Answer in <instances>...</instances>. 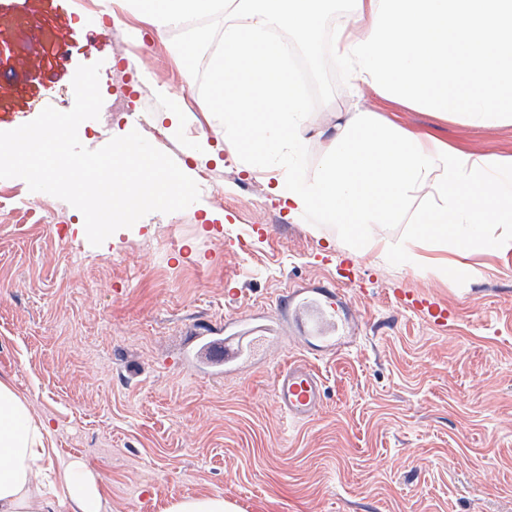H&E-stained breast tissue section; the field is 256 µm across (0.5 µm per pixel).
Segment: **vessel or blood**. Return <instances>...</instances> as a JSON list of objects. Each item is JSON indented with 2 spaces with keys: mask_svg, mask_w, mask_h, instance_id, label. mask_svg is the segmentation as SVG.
I'll use <instances>...</instances> for the list:
<instances>
[{
  "mask_svg": "<svg viewBox=\"0 0 512 512\" xmlns=\"http://www.w3.org/2000/svg\"><path fill=\"white\" fill-rule=\"evenodd\" d=\"M337 289L290 288L280 300L284 315L303 314V327L320 343L335 344L345 333L336 308ZM264 333L263 327L247 326L225 333L224 337L205 341L200 351L203 359L214 366L233 367L248 359ZM323 380L306 361L290 362L274 380V396L282 413L294 422L313 418L323 404Z\"/></svg>",
  "mask_w": 512,
  "mask_h": 512,
  "instance_id": "1",
  "label": "vessel or blood"
}]
</instances>
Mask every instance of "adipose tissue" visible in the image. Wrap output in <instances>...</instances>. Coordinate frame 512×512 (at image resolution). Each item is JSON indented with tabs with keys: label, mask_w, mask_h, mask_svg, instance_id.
Listing matches in <instances>:
<instances>
[{
	"label": "adipose tissue",
	"mask_w": 512,
	"mask_h": 512,
	"mask_svg": "<svg viewBox=\"0 0 512 512\" xmlns=\"http://www.w3.org/2000/svg\"><path fill=\"white\" fill-rule=\"evenodd\" d=\"M158 32L180 30L169 49L182 68L202 55L207 109L224 133L225 162L261 179L290 215L318 212L343 237L379 256L421 262L450 251L440 275L488 249L512 250V152L481 153L379 111L340 112L331 130L313 125L285 35L323 46L320 62L341 71L355 95L441 122L512 127V0H113ZM198 167L214 159L192 112L153 113ZM320 153L304 169L309 143ZM382 224L405 225L393 241ZM51 429L10 382L0 380V512H101L98 476L71 463L39 481Z\"/></svg>",
	"instance_id": "adipose-tissue-1"
}]
</instances>
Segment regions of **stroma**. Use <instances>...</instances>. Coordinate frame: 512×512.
Here are the masks:
<instances>
[{"mask_svg":"<svg viewBox=\"0 0 512 512\" xmlns=\"http://www.w3.org/2000/svg\"><path fill=\"white\" fill-rule=\"evenodd\" d=\"M97 61L102 96L125 112L94 134L80 125L87 149L147 113L204 118L205 73L187 82L132 14L109 23L77 0H0V131L49 105L69 111L78 66ZM306 77L316 125L352 108L338 73ZM399 117L477 152L512 151V127ZM203 175L188 208L98 247L69 203L0 179V379L49 420L51 466L97 474L102 512H165L208 495L237 512H512V253L474 254L472 276L443 280L345 244L319 213L289 217L234 168ZM317 284L350 299L352 346L317 351L282 317L283 290ZM394 288L447 308V327L396 307ZM227 322L268 333L224 371L193 351L197 331ZM294 357L312 360L325 398L290 425L273 381Z\"/></svg>","mask_w":512,"mask_h":512,"instance_id":"35a3bbf8","label":"stroma"}]
</instances>
